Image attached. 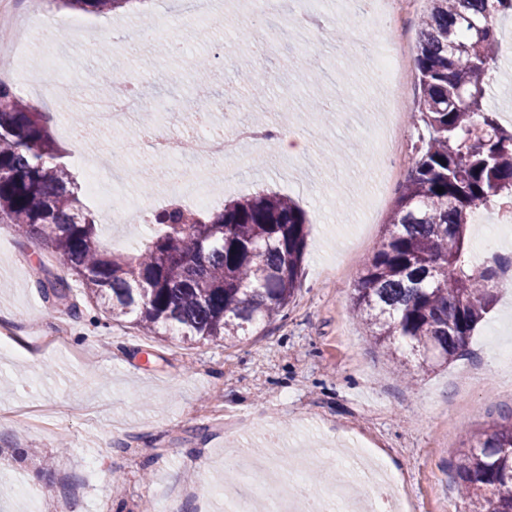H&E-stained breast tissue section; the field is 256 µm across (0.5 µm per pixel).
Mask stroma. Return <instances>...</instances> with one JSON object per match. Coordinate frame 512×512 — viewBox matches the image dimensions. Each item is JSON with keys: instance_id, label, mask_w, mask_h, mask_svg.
Returning a JSON list of instances; mask_svg holds the SVG:
<instances>
[{"instance_id": "35a3bbf8", "label": "stroma", "mask_w": 512, "mask_h": 512, "mask_svg": "<svg viewBox=\"0 0 512 512\" xmlns=\"http://www.w3.org/2000/svg\"><path fill=\"white\" fill-rule=\"evenodd\" d=\"M85 29L45 30L23 60L24 78L41 56L62 64L22 89V97L50 112L54 125L74 110L59 92L74 79L91 101L107 94L106 74L122 68L166 111L160 121L176 135L189 128L182 110L198 98L195 59L223 53L210 99L236 104L240 122L265 112L266 123L304 143L280 156L270 142L248 141L224 161L186 153L182 164L211 168L217 202L268 190L290 197L307 213L301 287L288 316L252 336L190 342L148 336L136 325L113 323L83 294L76 309L45 299L36 281L41 262L53 271L64 258L0 225V323L10 325V349L0 354V512H142L163 493L181 497L182 512H222L219 489L247 499L230 481L246 457L275 455L291 463L293 449L319 448L315 490L329 494L349 479L371 496L346 448L372 444L394 465L396 492L410 512H468L453 483V466L478 433L512 409V390L496 387L499 353L512 346V297L498 289L494 307L471 334L461 356L430 370L408 365L413 382L373 344L348 304L364 260L380 244L395 192H384L374 132L390 129L402 146L408 174L422 124L391 114L390 93L360 43L417 53V30L397 35L335 11L321 15L325 37L316 50L290 39H255L241 0H226L209 25L183 27L179 0H149L146 14H111V25L145 28V42H120L88 54L85 41L101 16L85 15ZM344 39H337V32ZM490 96L502 124L512 123V49L493 64ZM313 102L328 104L310 111ZM137 127L81 143L71 155L105 156L125 171L128 189L152 185L158 204L170 199L173 163L123 151ZM240 182L225 189L222 172Z\"/></svg>"}]
</instances>
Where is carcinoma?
<instances>
[{
	"label": "carcinoma",
	"instance_id": "1",
	"mask_svg": "<svg viewBox=\"0 0 512 512\" xmlns=\"http://www.w3.org/2000/svg\"><path fill=\"white\" fill-rule=\"evenodd\" d=\"M86 14L143 7L145 0H54ZM412 112L427 135L378 249L364 263L352 314L406 373L404 341L419 367L447 363L495 300L512 257L472 260L469 225L478 206L512 208V125L485 102L500 51L497 19L512 0H427ZM49 113L0 81V224L64 257L68 273L40 266L37 285L70 298L69 276L106 319L131 317L154 336L225 340L285 318L300 288L307 217L288 197L251 194L215 213L172 203L151 214V240L129 254L100 241L97 217L78 195L72 165ZM442 192H437V188ZM512 414L486 429L455 466L470 512H512Z\"/></svg>",
	"mask_w": 512,
	"mask_h": 512
}]
</instances>
